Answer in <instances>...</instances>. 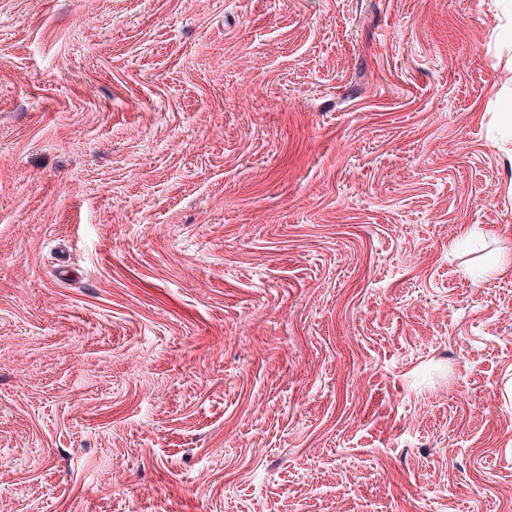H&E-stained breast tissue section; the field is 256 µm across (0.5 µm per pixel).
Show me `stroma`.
Wrapping results in <instances>:
<instances>
[{
	"mask_svg": "<svg viewBox=\"0 0 512 512\" xmlns=\"http://www.w3.org/2000/svg\"><path fill=\"white\" fill-rule=\"evenodd\" d=\"M511 9L0 0V512H512ZM506 106L509 112H499L500 119L493 127L492 140L500 149L512 154V96L509 95ZM511 145V149L507 148Z\"/></svg>",
	"mask_w": 512,
	"mask_h": 512,
	"instance_id": "35a3bbf8",
	"label": "stroma"
}]
</instances>
